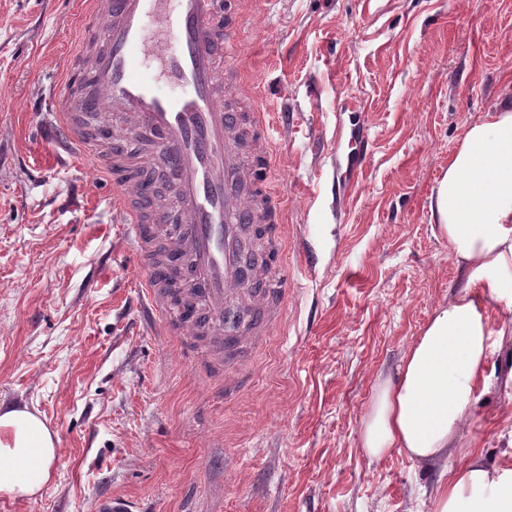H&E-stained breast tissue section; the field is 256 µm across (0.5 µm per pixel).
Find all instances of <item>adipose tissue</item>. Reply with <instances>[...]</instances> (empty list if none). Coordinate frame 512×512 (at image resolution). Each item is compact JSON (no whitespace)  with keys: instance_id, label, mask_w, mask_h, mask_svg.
<instances>
[{"instance_id":"ef3b65f1","label":"adipose tissue","mask_w":512,"mask_h":512,"mask_svg":"<svg viewBox=\"0 0 512 512\" xmlns=\"http://www.w3.org/2000/svg\"><path fill=\"white\" fill-rule=\"evenodd\" d=\"M460 273L403 351L395 372L375 374L360 418V446L374 461L395 452L439 472L429 496L408 512H512V463L486 467L471 451L477 391L493 338L512 339V319L493 327L492 310L512 306V106L465 129L430 200ZM58 435L36 409L0 407V494L35 496L49 483Z\"/></svg>"}]
</instances>
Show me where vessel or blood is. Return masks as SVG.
Returning <instances> with one entry per match:
<instances>
[{"label":"vessel or blood","instance_id":"obj_1","mask_svg":"<svg viewBox=\"0 0 512 512\" xmlns=\"http://www.w3.org/2000/svg\"><path fill=\"white\" fill-rule=\"evenodd\" d=\"M247 0H88L80 27L79 73L64 83L42 119L69 147L85 148L112 184L113 208L144 263L146 297L182 352L211 346L212 372L232 370L244 341L278 322L277 293L288 283L282 259L283 207L271 190L274 136L257 95L229 68ZM109 112L110 133L89 138L86 119ZM166 166L177 185L181 222L157 233L166 212L146 199L143 168ZM259 241L267 268L253 295L256 317L241 336L224 333V312L240 286L239 243ZM198 290L194 308H176L167 266Z\"/></svg>","mask_w":512,"mask_h":512}]
</instances>
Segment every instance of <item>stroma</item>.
<instances>
[{
  "label": "stroma",
  "instance_id": "1",
  "mask_svg": "<svg viewBox=\"0 0 512 512\" xmlns=\"http://www.w3.org/2000/svg\"><path fill=\"white\" fill-rule=\"evenodd\" d=\"M81 0H0V403L59 437L48 487L0 512H405L439 474L370 460L359 420L459 273L430 196L465 128L512 92V0H250L235 61L276 129L283 321L203 381L158 315L86 151L38 115L77 49ZM469 430L512 449V342Z\"/></svg>",
  "mask_w": 512,
  "mask_h": 512
}]
</instances>
